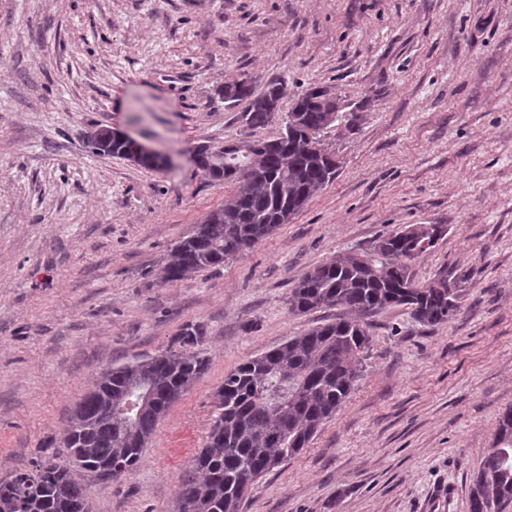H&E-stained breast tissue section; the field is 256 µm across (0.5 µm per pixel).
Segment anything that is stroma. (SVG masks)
<instances>
[{"label": "stroma", "mask_w": 512, "mask_h": 512, "mask_svg": "<svg viewBox=\"0 0 512 512\" xmlns=\"http://www.w3.org/2000/svg\"><path fill=\"white\" fill-rule=\"evenodd\" d=\"M244 75L335 89L338 175L252 251L165 281L232 191L194 151L284 129L290 100L254 129L225 104ZM101 126L168 167L92 154ZM409 224L447 227L417 282L473 271L459 313L432 330L401 306L370 317L351 395L244 512H468L512 406V0H0V478L64 435L103 369L200 323L205 375L131 478L92 488L94 512H177L225 374L343 316L290 314L295 283Z\"/></svg>", "instance_id": "stroma-1"}]
</instances>
